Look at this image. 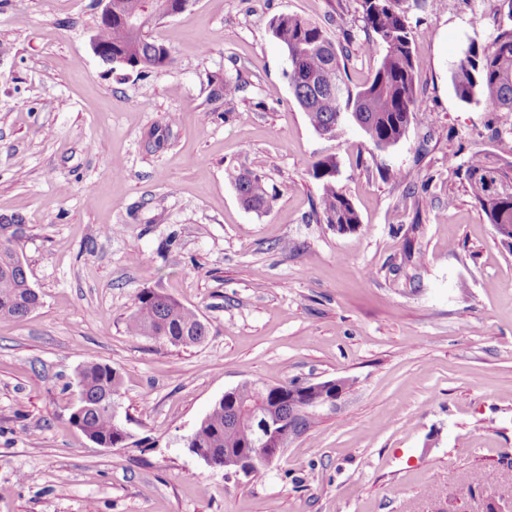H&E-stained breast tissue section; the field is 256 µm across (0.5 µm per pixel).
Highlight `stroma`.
I'll return each instance as SVG.
<instances>
[{
	"label": "stroma",
	"mask_w": 512,
	"mask_h": 512,
	"mask_svg": "<svg viewBox=\"0 0 512 512\" xmlns=\"http://www.w3.org/2000/svg\"><path fill=\"white\" fill-rule=\"evenodd\" d=\"M422 104L395 146L319 136L273 38L281 14L349 33L361 0H194L152 34L165 68L92 49L96 0H0V217L41 305L0 323V512H512V247L473 199L475 156L512 161V112L462 102L450 68L491 45L501 0H401ZM236 81L212 103L210 75ZM359 213L319 211V159ZM273 200L246 209L227 172ZM145 290L195 309L204 343L128 333ZM121 375L130 437L69 422L83 363ZM353 384L258 474L214 469L186 438L225 391L260 379Z\"/></svg>",
	"instance_id": "35a3bbf8"
}]
</instances>
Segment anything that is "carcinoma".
Here are the masks:
<instances>
[{
	"mask_svg": "<svg viewBox=\"0 0 512 512\" xmlns=\"http://www.w3.org/2000/svg\"><path fill=\"white\" fill-rule=\"evenodd\" d=\"M142 0H112V22L98 21L96 44L103 62L137 69L142 73L160 70L171 61L168 48L150 35L160 15L152 12L141 18L140 29L126 22L140 14ZM363 19L368 32L364 50L380 56L378 67L361 86L344 79L346 46L337 43L317 23L294 14L272 19L273 37L283 47L288 60V83L313 129L327 139H337L349 124L356 125L376 150H386L405 136L420 111L414 92L418 60L412 50L407 19L399 0H362ZM450 81L457 97L465 102H484L494 112H512V27L499 26L493 43H471L453 64ZM336 163L316 162L312 175L322 181L320 211L327 224H346L354 231L360 224L352 203L333 184ZM470 193L492 224L512 225V161L490 168L482 158H472L465 169ZM242 204L253 210L269 207L272 196L262 176L247 169L232 170ZM20 216L0 217V321L25 319L40 306L25 265L17 250L22 239ZM129 333L162 340L174 346H193L208 336V327L198 313L162 292L146 290L137 296L135 309L127 320ZM82 395L69 422L104 448L125 443L123 425L116 420L112 404L121 386L119 372L111 365L89 362L75 375ZM324 393L312 389L307 397L284 395L265 382L240 384L225 401L219 400L186 439V447L205 450L215 459L244 450L253 443L255 424L263 416L290 423L296 434L307 431L317 416L299 413L306 399Z\"/></svg>",
	"mask_w": 512,
	"mask_h": 512,
	"instance_id": "cac0c4a2",
	"label": "carcinoma"
}]
</instances>
